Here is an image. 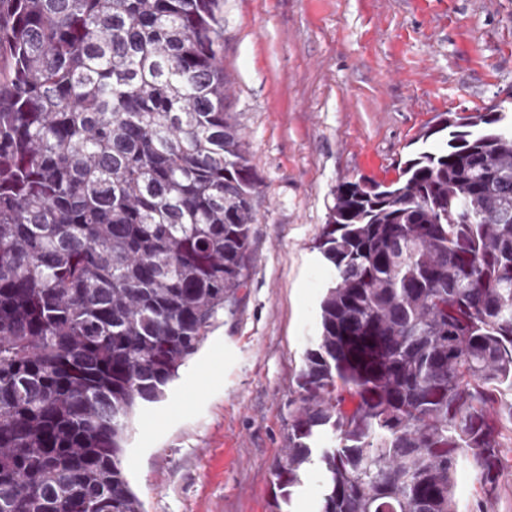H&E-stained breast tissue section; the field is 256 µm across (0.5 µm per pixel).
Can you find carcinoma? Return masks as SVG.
Listing matches in <instances>:
<instances>
[{
	"label": "carcinoma",
	"mask_w": 512,
	"mask_h": 512,
	"mask_svg": "<svg viewBox=\"0 0 512 512\" xmlns=\"http://www.w3.org/2000/svg\"><path fill=\"white\" fill-rule=\"evenodd\" d=\"M220 0H0V512H145L132 418L247 287L260 186L225 110ZM448 131L388 184L343 182L334 286L297 386L282 502L459 512L512 426V133ZM280 502V503H282ZM275 503V507H280ZM319 476L311 470L304 478V484L294 494L290 510L294 512H316L319 499Z\"/></svg>",
	"instance_id": "cac0c4a2"
}]
</instances>
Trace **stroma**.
Here are the masks:
<instances>
[{
    "label": "stroma",
    "mask_w": 512,
    "mask_h": 512,
    "mask_svg": "<svg viewBox=\"0 0 512 512\" xmlns=\"http://www.w3.org/2000/svg\"><path fill=\"white\" fill-rule=\"evenodd\" d=\"M226 102L261 180L247 286L166 400L141 405L123 465L145 512H275L271 468L333 271L315 247L333 189L395 179L448 112L512 125V0H222ZM495 496L512 512V432Z\"/></svg>",
    "instance_id": "obj_1"
}]
</instances>
